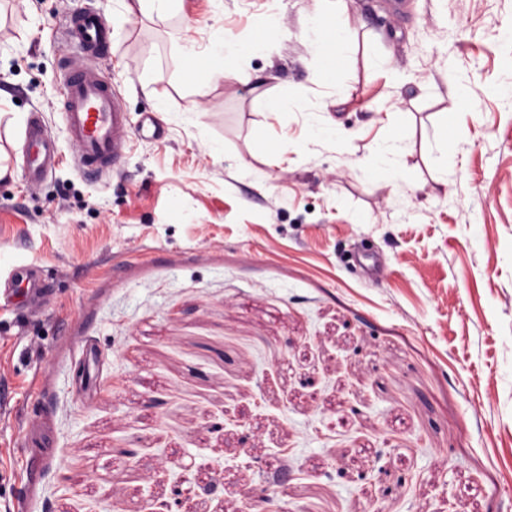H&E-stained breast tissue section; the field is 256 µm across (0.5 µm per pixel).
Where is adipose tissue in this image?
<instances>
[{
  "label": "adipose tissue",
  "mask_w": 512,
  "mask_h": 512,
  "mask_svg": "<svg viewBox=\"0 0 512 512\" xmlns=\"http://www.w3.org/2000/svg\"><path fill=\"white\" fill-rule=\"evenodd\" d=\"M138 12L154 13L167 19L171 30L181 35L177 54L182 65L200 63L206 66L208 74L223 73L230 52L229 47L224 44L223 32L214 31L208 44L204 46L185 37L186 26L179 19V0H114V36H121L125 20ZM364 174L367 178L383 181L397 195H405L407 174L400 140L384 138L378 141L372 161Z\"/></svg>",
  "instance_id": "1"
}]
</instances>
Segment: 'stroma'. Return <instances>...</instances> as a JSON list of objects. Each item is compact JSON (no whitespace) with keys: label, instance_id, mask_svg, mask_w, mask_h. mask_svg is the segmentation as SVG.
I'll use <instances>...</instances> for the list:
<instances>
[{"label":"stroma","instance_id":"obj_1","mask_svg":"<svg viewBox=\"0 0 512 512\" xmlns=\"http://www.w3.org/2000/svg\"><path fill=\"white\" fill-rule=\"evenodd\" d=\"M112 4L0 0V276L51 281L28 318L0 307V512H155L180 477L175 512H512V0H224L218 22L180 0L194 39L235 38L219 78L181 71L168 22L136 14L105 68L162 133L128 134L94 179L72 162L57 79L79 53L57 25ZM291 96L323 99L342 140L310 143L305 111L276 107ZM37 113L61 161L31 184ZM387 136L401 208L361 174ZM175 120L182 125L190 128L194 138L201 145L206 147L214 157H220L224 152V145L216 140L210 130L203 124L199 123L196 118L189 113H178Z\"/></svg>","mask_w":512,"mask_h":512}]
</instances>
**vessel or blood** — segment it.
Instances as JSON below:
<instances>
[{"mask_svg":"<svg viewBox=\"0 0 512 512\" xmlns=\"http://www.w3.org/2000/svg\"><path fill=\"white\" fill-rule=\"evenodd\" d=\"M60 33L81 51L77 63L63 68V118L76 146L78 171L97 178L119 167L122 135L131 125L120 94L101 67L110 54L112 27L99 14L84 11L70 15ZM19 159L24 177L33 183L46 180L57 164L55 140L41 119L29 124ZM33 288L30 267L12 270L10 278L0 283V302L21 301Z\"/></svg>","mask_w":512,"mask_h":512,"instance_id":"obj_1","label":"vessel or blood"}]
</instances>
